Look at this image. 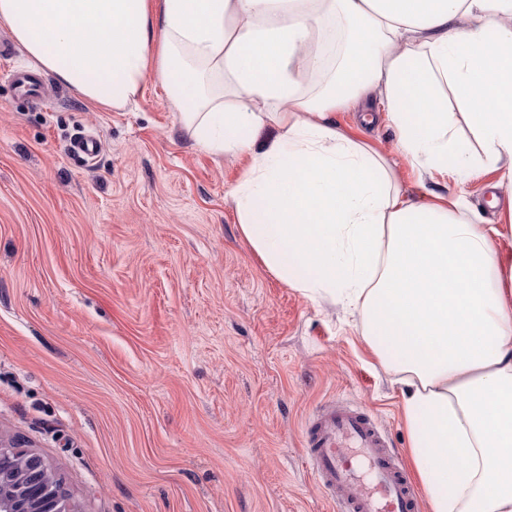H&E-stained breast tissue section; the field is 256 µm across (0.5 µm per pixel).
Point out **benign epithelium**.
<instances>
[{
    "label": "benign epithelium",
    "instance_id": "1",
    "mask_svg": "<svg viewBox=\"0 0 512 512\" xmlns=\"http://www.w3.org/2000/svg\"><path fill=\"white\" fill-rule=\"evenodd\" d=\"M47 475L38 454L0 442V482L13 479L10 489H0V512H51L44 502Z\"/></svg>",
    "mask_w": 512,
    "mask_h": 512
}]
</instances>
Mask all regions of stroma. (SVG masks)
Instances as JSON below:
<instances>
[{
    "instance_id": "stroma-1",
    "label": "stroma",
    "mask_w": 512,
    "mask_h": 512,
    "mask_svg": "<svg viewBox=\"0 0 512 512\" xmlns=\"http://www.w3.org/2000/svg\"><path fill=\"white\" fill-rule=\"evenodd\" d=\"M0 27V439L22 441L73 512H336L303 455L322 404L370 412L407 456L400 393L341 305L269 273L227 197L239 161L200 146L147 79L112 111L47 78ZM339 127L377 143L414 197H461L485 223L497 174L419 180L385 119ZM95 134L90 165L72 137ZM15 89L24 96L40 100L46 96L42 76L29 70H17L8 74Z\"/></svg>"
}]
</instances>
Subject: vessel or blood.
<instances>
[{
    "instance_id": "obj_1",
    "label": "vessel or blood",
    "mask_w": 512,
    "mask_h": 512,
    "mask_svg": "<svg viewBox=\"0 0 512 512\" xmlns=\"http://www.w3.org/2000/svg\"><path fill=\"white\" fill-rule=\"evenodd\" d=\"M9 78L21 95L44 98L40 74L17 70ZM70 151L88 164L99 155L100 142L79 135ZM303 447L312 476L338 512H420L413 479L368 413L321 406L305 426Z\"/></svg>"
}]
</instances>
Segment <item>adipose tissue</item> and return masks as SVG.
<instances>
[{
	"instance_id": "obj_1",
	"label": "adipose tissue",
	"mask_w": 512,
	"mask_h": 512,
	"mask_svg": "<svg viewBox=\"0 0 512 512\" xmlns=\"http://www.w3.org/2000/svg\"><path fill=\"white\" fill-rule=\"evenodd\" d=\"M0 26L93 104L172 89L241 159L228 196L266 270L357 311L428 512H512V224L413 197L333 120L370 102L418 174L512 181V0H0Z\"/></svg>"
}]
</instances>
